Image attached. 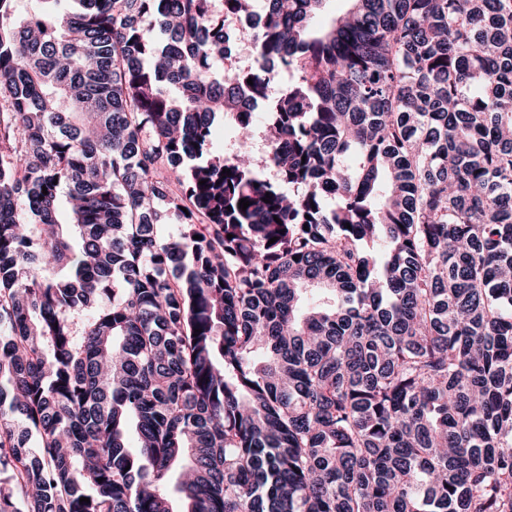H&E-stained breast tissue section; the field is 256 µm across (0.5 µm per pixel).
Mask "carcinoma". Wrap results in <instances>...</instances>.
Wrapping results in <instances>:
<instances>
[{
  "instance_id": "cac0c4a2",
  "label": "carcinoma",
  "mask_w": 512,
  "mask_h": 512,
  "mask_svg": "<svg viewBox=\"0 0 512 512\" xmlns=\"http://www.w3.org/2000/svg\"><path fill=\"white\" fill-rule=\"evenodd\" d=\"M325 2L0 0V512H512V0ZM230 20L229 24H226V29L228 27L233 36L230 41L224 43V56L226 58L238 55L249 43V40H251L250 32L254 28L257 16L256 14L237 15L233 16Z\"/></svg>"
}]
</instances>
